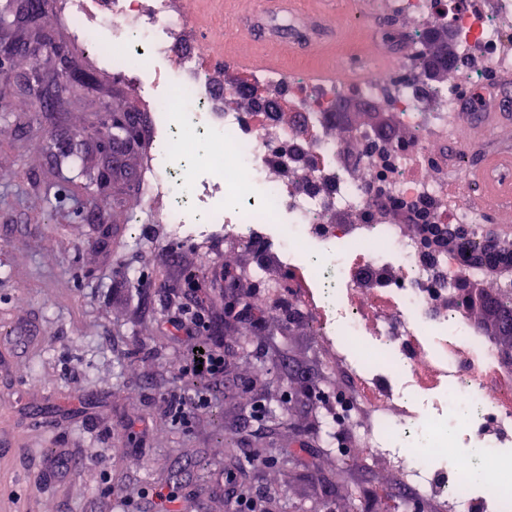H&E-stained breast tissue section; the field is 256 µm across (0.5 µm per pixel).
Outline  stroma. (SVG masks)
<instances>
[{
  "instance_id": "stroma-1",
  "label": "stroma",
  "mask_w": 512,
  "mask_h": 512,
  "mask_svg": "<svg viewBox=\"0 0 512 512\" xmlns=\"http://www.w3.org/2000/svg\"><path fill=\"white\" fill-rule=\"evenodd\" d=\"M186 8V36L200 40L224 14L241 19L257 5L187 0ZM368 23L361 16L338 41L299 45L285 68H332L357 57L380 66L375 46L397 30L378 23L369 48L360 36ZM41 24L96 88L33 112L13 88L32 70L52 81L51 59L24 51L0 65V512H153L151 490L161 484L205 491L201 512H230L227 498L208 493L219 471L232 485L260 486L268 512H382L376 494L394 478L347 461L353 429L327 431L345 386L307 324L284 315L285 272L253 282L261 322L239 323L224 313L228 289L217 275L245 274L257 250L225 239L220 226L180 238L159 216L162 197L155 216L130 223L152 152L150 120L110 183L88 182L101 166L91 140L79 169L56 168L51 144L110 122L109 103L138 111L142 100L132 82L91 62L56 10ZM103 200L112 227L105 246L95 228ZM198 297L208 324L202 338L224 350L218 383L188 372L191 344L167 327ZM198 392L209 396L208 408L176 419L166 396ZM259 399L266 412L257 421ZM301 441L307 453L289 456ZM63 456L64 474L54 466Z\"/></svg>"
}]
</instances>
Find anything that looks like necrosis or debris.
Returning a JSON list of instances; mask_svg holds the SVG:
<instances>
[{"instance_id":"obj_1","label":"necrosis or debris","mask_w":512,"mask_h":512,"mask_svg":"<svg viewBox=\"0 0 512 512\" xmlns=\"http://www.w3.org/2000/svg\"><path fill=\"white\" fill-rule=\"evenodd\" d=\"M58 10L77 41L101 32L94 61L137 83L155 116L145 211L167 195L163 219L180 237L220 224L225 238L267 249L287 271L317 346L358 401L352 458L396 474L402 512L414 497L441 512H512V485L492 474L474 488L465 454L477 444L512 450V364L448 300L449 276L470 280L480 269L422 253L418 229L376 200L403 199L431 224L486 223L479 188L460 170L473 129L456 90L478 86L489 106L485 73H512V0H371V19L396 21L410 41L437 17L459 24L462 64L438 92L391 71L318 85L301 68L241 73L229 86L211 78L204 47L183 39L189 18L177 0H60ZM348 98L396 111L417 134L414 150L359 151L369 129L336 130L327 111ZM175 111L209 139L207 174L188 198L173 190L171 157L196 144L169 123ZM250 183L265 187L260 201L219 205ZM452 408L467 418L453 443Z\"/></svg>"}]
</instances>
